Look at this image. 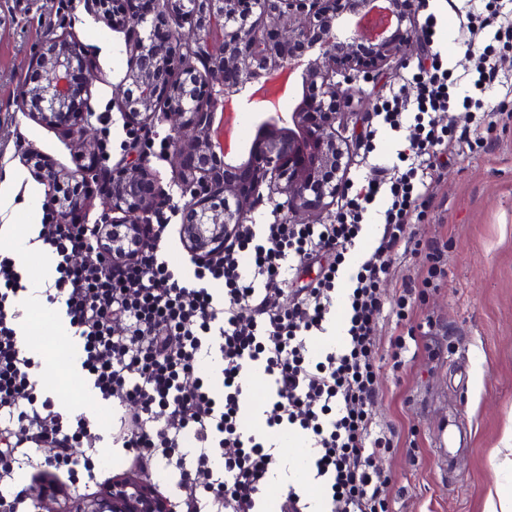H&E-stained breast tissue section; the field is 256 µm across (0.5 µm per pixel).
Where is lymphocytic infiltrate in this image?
<instances>
[{"label":"lymphocytic infiltrate","mask_w":512,"mask_h":512,"mask_svg":"<svg viewBox=\"0 0 512 512\" xmlns=\"http://www.w3.org/2000/svg\"><path fill=\"white\" fill-rule=\"evenodd\" d=\"M456 40L469 65L448 67L430 0L420 52L408 74L389 87L369 118L365 154L386 129L402 134L401 149L378 178L347 183L334 222L240 225L224 252L179 278L157 244L137 245L132 265L108 261L74 267V254L94 251V226L42 224L57 276L44 291L60 305L80 338L81 367L103 400L125 401L112 442L147 471L174 461L186 512H265L267 486L287 471L280 433L312 450L308 474L334 512H393L392 477L377 460L393 445L371 407L379 395L375 339L383 287L398 253L429 263L442 253L412 230L424 215L440 171L460 150L488 145V92L512 98V0H465ZM376 220L379 233L359 262L350 253ZM316 266L303 286L301 269ZM223 287L222 296L209 291ZM11 258L0 259V462L30 459L47 445L56 462L77 465L73 448L95 435L87 416H68L39 400L34 361L19 336L16 299L27 292ZM344 300L340 347H315L326 336L336 298ZM222 361V387L201 376L210 352ZM261 373L269 397L259 409L267 434L244 424L249 377ZM192 434L195 449L180 445ZM223 467H215L216 457Z\"/></svg>","instance_id":"f902f5d3"}]
</instances>
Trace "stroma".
<instances>
[{
    "instance_id": "35a3bbf8",
    "label": "stroma",
    "mask_w": 512,
    "mask_h": 512,
    "mask_svg": "<svg viewBox=\"0 0 512 512\" xmlns=\"http://www.w3.org/2000/svg\"><path fill=\"white\" fill-rule=\"evenodd\" d=\"M73 30L86 55L103 73L94 80L91 129L108 146V165L118 163L130 135L116 101L126 70L122 34L97 21L86 0H0V183L15 170L36 187L21 155L25 146L72 170L82 143L26 117L19 107L31 64L46 40ZM416 238L436 241L443 254L434 283L421 287V262L397 257L385 287L394 302L403 286L416 284L413 311L403 322L383 316L376 339L388 349L392 339L432 320L431 335L420 337L416 357L399 370L383 364L373 413L399 436L382 458L399 496L397 512H484L489 489L512 484V473H495L492 463L512 435V125L495 127L487 150L464 152L442 173ZM23 336L58 334L67 318L51 306L21 294ZM35 378L55 409L87 415L99 424L98 438L77 447L91 459L101 479L127 472L128 454L111 438L117 406L88 398L91 382L80 364L65 371L46 351L36 354ZM53 451L41 447L32 463L12 464L0 482L10 496L39 478L61 484L74 497L99 492L86 474L70 476L54 468Z\"/></svg>"
}]
</instances>
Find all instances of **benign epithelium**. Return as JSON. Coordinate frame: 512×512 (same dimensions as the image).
<instances>
[{
    "mask_svg": "<svg viewBox=\"0 0 512 512\" xmlns=\"http://www.w3.org/2000/svg\"><path fill=\"white\" fill-rule=\"evenodd\" d=\"M88 11L124 34L127 69L118 105L132 134L125 158L105 169L97 143L86 141L76 170L51 163L34 170L45 186V205L71 224L85 208V194L62 190L76 181L104 189L107 209L99 223L100 252L114 263L135 259L128 241L144 242L153 214L173 197L149 166L138 136L157 122H172L177 165L171 185L185 199L179 235L200 260L221 250L236 225L246 222L267 196L284 194L293 216L317 212L336 200L344 176L341 160L349 139L340 132L349 111L342 82L379 81L401 63L413 42L417 19L413 0H153L129 12L121 0H87ZM387 14L380 32L365 31L376 9ZM188 33H183V29ZM78 43L69 32L50 38L35 58L21 103L35 122L67 137H86L91 86L75 99L73 61ZM198 60L202 68L191 65ZM297 73L304 89L291 112L261 113L264 134L239 161L233 128L213 129L214 112L232 113L256 102L276 105L270 82ZM341 76L343 81L336 80ZM30 495L36 512H178L180 504L133 473L112 477L98 494L61 501L62 490L41 484Z\"/></svg>",
    "mask_w": 512,
    "mask_h": 512,
    "instance_id": "1",
    "label": "benign epithelium"
}]
</instances>
